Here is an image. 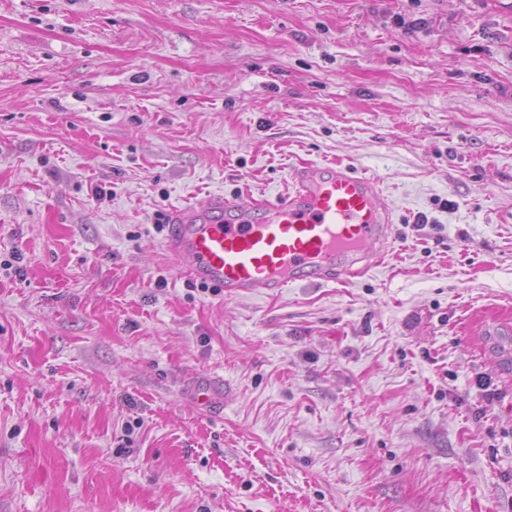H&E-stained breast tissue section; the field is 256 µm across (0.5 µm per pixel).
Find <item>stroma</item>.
<instances>
[{
	"instance_id": "stroma-1",
	"label": "stroma",
	"mask_w": 512,
	"mask_h": 512,
	"mask_svg": "<svg viewBox=\"0 0 512 512\" xmlns=\"http://www.w3.org/2000/svg\"><path fill=\"white\" fill-rule=\"evenodd\" d=\"M303 162L384 260L193 286L165 214ZM510 327L512 0H0V512H512ZM189 397L196 407L209 411H213L222 403L224 405V394L222 397L219 389L205 378L193 382L189 389Z\"/></svg>"
}]
</instances>
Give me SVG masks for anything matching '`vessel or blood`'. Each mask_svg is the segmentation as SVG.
Returning <instances> with one entry per match:
<instances>
[{
	"label": "vessel or blood",
	"instance_id": "1",
	"mask_svg": "<svg viewBox=\"0 0 512 512\" xmlns=\"http://www.w3.org/2000/svg\"><path fill=\"white\" fill-rule=\"evenodd\" d=\"M166 222L172 254L228 299L275 294L303 280L352 281L368 270L371 248H387L394 237L378 180L337 162L300 166L275 200L248 205L216 194L170 210ZM189 397L209 411L223 402L205 378L193 382Z\"/></svg>",
	"mask_w": 512,
	"mask_h": 512
}]
</instances>
